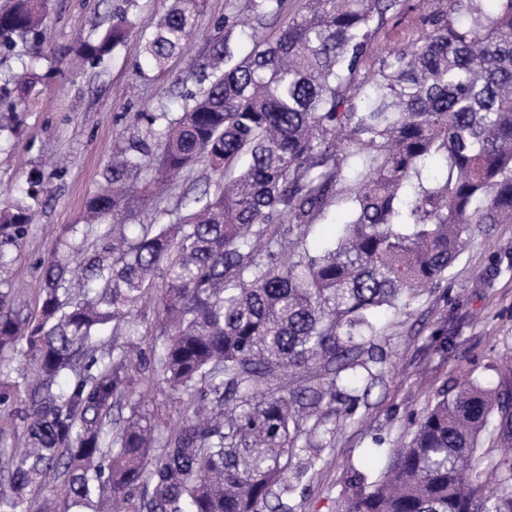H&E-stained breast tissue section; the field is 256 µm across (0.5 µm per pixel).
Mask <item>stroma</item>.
Masks as SVG:
<instances>
[{
	"instance_id": "stroma-1",
	"label": "stroma",
	"mask_w": 512,
	"mask_h": 512,
	"mask_svg": "<svg viewBox=\"0 0 512 512\" xmlns=\"http://www.w3.org/2000/svg\"><path fill=\"white\" fill-rule=\"evenodd\" d=\"M118 0H50L39 49L17 44L0 55V97L15 94L21 62L34 58L38 77L26 108L0 131V202L26 186L29 172L49 181L41 196L37 222L31 225L20 255L5 277L24 285L29 301L42 286L44 263L70 225L83 221L86 200L95 193L113 153L124 138L145 135L137 115L149 108L177 110L185 91L199 87L208 46L219 37L217 22L235 11L236 0H207L194 35L164 73L138 80L139 32H151L170 0H136L129 5L134 36L105 64L71 68L77 37L96 36L112 20ZM353 209L341 189L301 237L310 250L333 241ZM373 340L379 375L356 368L357 385L338 390L353 414L330 416L313 430L304 457L316 464L303 475H289L282 501L287 512H340L358 488L359 475H371L388 453L408 442L413 422L446 387L470 377L489 386H512V224L478 234L449 267L445 277L398 313L379 317ZM447 327L453 344L437 348L434 332Z\"/></svg>"
}]
</instances>
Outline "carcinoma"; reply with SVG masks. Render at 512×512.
<instances>
[{
    "label": "carcinoma",
    "instance_id": "1",
    "mask_svg": "<svg viewBox=\"0 0 512 512\" xmlns=\"http://www.w3.org/2000/svg\"><path fill=\"white\" fill-rule=\"evenodd\" d=\"M287 0H245L256 20ZM48 0L0 9V50L39 44ZM205 0H173L142 37L146 71L192 37ZM420 11L419 26L375 51L386 25ZM208 47L207 85L174 114L142 112L86 202L85 241L57 243L34 306L0 289V512H279L303 429L339 410L336 384L376 336L375 311L399 310L448 272L472 237L512 224V0H308L272 37L240 56L244 24L224 15ZM124 9L79 44L98 65L123 45ZM440 176L404 189L426 160ZM204 161L216 177L184 194L170 224L125 220L156 204ZM340 185L356 202L333 248L310 254L309 227ZM36 211L0 206V270ZM301 259L281 261L285 243ZM155 301L161 338L150 361L135 311ZM320 368L309 388L268 387L286 368ZM175 426L135 398L145 371ZM512 439V389L465 378L443 392L343 512H512V457L474 469L483 436Z\"/></svg>",
    "mask_w": 512,
    "mask_h": 512
}]
</instances>
